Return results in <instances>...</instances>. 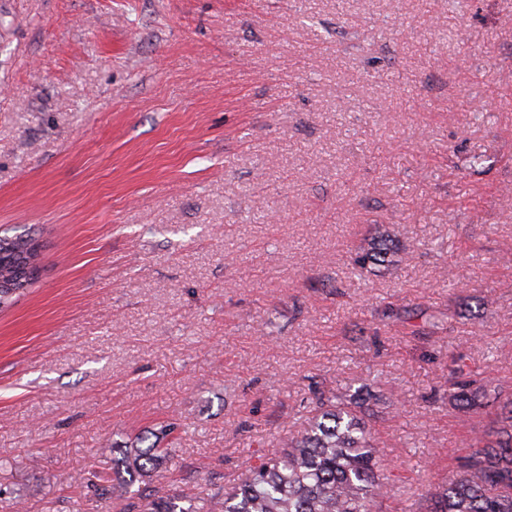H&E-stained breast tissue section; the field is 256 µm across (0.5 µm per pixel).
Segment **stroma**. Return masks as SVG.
Listing matches in <instances>:
<instances>
[{"label":"stroma","mask_w":512,"mask_h":512,"mask_svg":"<svg viewBox=\"0 0 512 512\" xmlns=\"http://www.w3.org/2000/svg\"><path fill=\"white\" fill-rule=\"evenodd\" d=\"M16 225L42 258L0 309V512H118L89 483L164 420L143 501L233 490L360 387L389 512H425L495 421L449 358L512 395V0H0ZM381 235L396 265L352 275Z\"/></svg>","instance_id":"35a3bbf8"}]
</instances>
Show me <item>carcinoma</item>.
Returning a JSON list of instances; mask_svg holds the SVG:
<instances>
[{
  "instance_id": "carcinoma-1",
  "label": "carcinoma",
  "mask_w": 512,
  "mask_h": 512,
  "mask_svg": "<svg viewBox=\"0 0 512 512\" xmlns=\"http://www.w3.org/2000/svg\"><path fill=\"white\" fill-rule=\"evenodd\" d=\"M394 240L380 237L370 248L351 258L356 272H371L394 263ZM41 246L29 234L0 235V280H20L13 294L0 298V306L21 295L37 279ZM448 401L464 413L497 405L498 426L471 438V451L457 461L458 477L445 481L428 498L426 512H512V398H488L482 373L463 354L448 363ZM367 398L359 392L331 393L318 398L307 424L286 438L281 448L260 459L233 495L184 507V498L165 492L148 503L135 505L132 488L144 482L175 449L161 448L160 437L176 429L161 426L147 443L142 435L112 460V473L101 476L96 491L123 501L119 512H385L388 464L377 451L375 433L365 421Z\"/></svg>"
}]
</instances>
